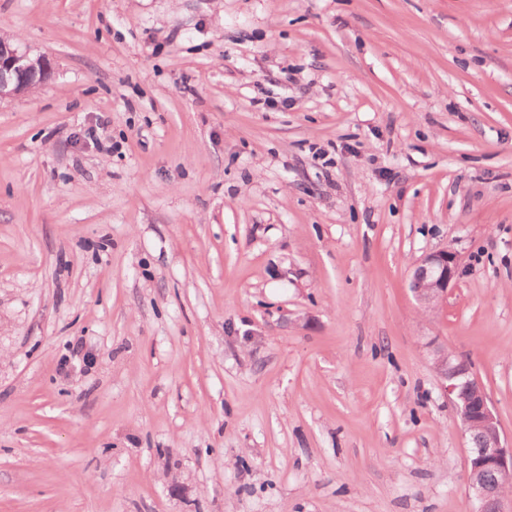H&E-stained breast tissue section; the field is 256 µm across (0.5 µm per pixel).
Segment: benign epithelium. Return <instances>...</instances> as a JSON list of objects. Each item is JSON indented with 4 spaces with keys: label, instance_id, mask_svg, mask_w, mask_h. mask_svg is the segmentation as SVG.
<instances>
[{
    "label": "benign epithelium",
    "instance_id": "7a95c632",
    "mask_svg": "<svg viewBox=\"0 0 512 512\" xmlns=\"http://www.w3.org/2000/svg\"><path fill=\"white\" fill-rule=\"evenodd\" d=\"M52 66L31 50L0 41V100L28 91L34 81L46 82ZM458 255L438 250L418 259L411 272V288L424 307L437 306L456 280ZM437 363L442 374L458 383L449 386L469 437L468 492L478 512H512V495L504 491L497 475L512 472V448L503 445L499 423L489 406L487 394L469 366L441 354Z\"/></svg>",
    "mask_w": 512,
    "mask_h": 512
}]
</instances>
